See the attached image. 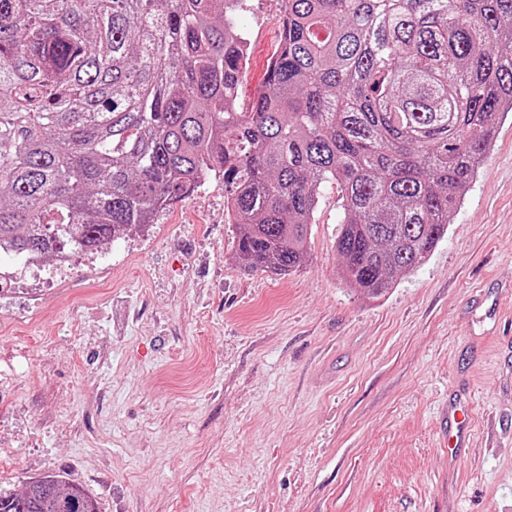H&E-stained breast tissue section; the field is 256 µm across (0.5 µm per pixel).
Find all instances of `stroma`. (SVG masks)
I'll use <instances>...</instances> for the list:
<instances>
[{
  "label": "stroma",
  "instance_id": "stroma-1",
  "mask_svg": "<svg viewBox=\"0 0 512 512\" xmlns=\"http://www.w3.org/2000/svg\"><path fill=\"white\" fill-rule=\"evenodd\" d=\"M280 0L239 14L262 87ZM328 190L307 266L248 273L224 185L0 297V489L59 475L102 512H512V114L428 261L343 282ZM469 406L449 455L444 417Z\"/></svg>",
  "mask_w": 512,
  "mask_h": 512
}]
</instances>
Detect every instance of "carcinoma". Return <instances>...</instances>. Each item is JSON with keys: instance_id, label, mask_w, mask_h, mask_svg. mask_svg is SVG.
I'll use <instances>...</instances> for the list:
<instances>
[{"instance_id": "obj_1", "label": "carcinoma", "mask_w": 512, "mask_h": 512, "mask_svg": "<svg viewBox=\"0 0 512 512\" xmlns=\"http://www.w3.org/2000/svg\"><path fill=\"white\" fill-rule=\"evenodd\" d=\"M281 3L242 109L246 0H0V254L97 251L214 175L247 272L305 263L329 184L349 287L424 264L512 112V0ZM0 512L101 509L46 475Z\"/></svg>"}]
</instances>
